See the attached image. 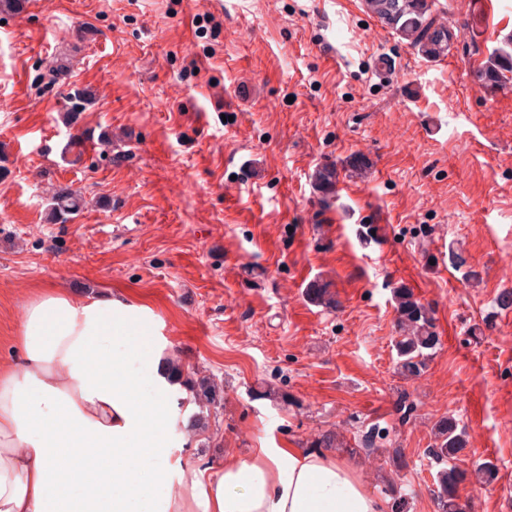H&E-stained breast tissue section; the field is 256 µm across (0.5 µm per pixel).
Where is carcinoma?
I'll list each match as a JSON object with an SVG mask.
<instances>
[{
    "label": "carcinoma",
    "instance_id": "carcinoma-1",
    "mask_svg": "<svg viewBox=\"0 0 512 512\" xmlns=\"http://www.w3.org/2000/svg\"><path fill=\"white\" fill-rule=\"evenodd\" d=\"M368 12L391 28L402 39L429 61L448 56L456 35L448 25L434 14V0H364ZM473 81L485 90L503 89L512 83V35L504 38L501 45L492 49L484 64L471 72ZM92 97L85 88H72L65 95V121L76 124ZM316 187L326 196L335 192L337 171L331 166H320L313 173ZM83 197L70 190L53 193L47 206L45 219L49 224H66L84 208ZM310 301L329 309L336 307V299L328 284L318 281L307 288ZM399 331L395 342L396 367L406 378L418 377L424 372L427 360L438 343L428 310L405 288L394 290ZM192 401L205 406L220 402L219 388L207 381L193 384ZM465 431L450 416L439 423L435 442L429 454L441 465L438 472L436 499L440 512H460L456 489L467 478L468 472L448 462L466 448Z\"/></svg>",
    "mask_w": 512,
    "mask_h": 512
}]
</instances>
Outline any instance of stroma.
Returning <instances> with one entry per match:
<instances>
[{
  "label": "stroma",
  "mask_w": 512,
  "mask_h": 512,
  "mask_svg": "<svg viewBox=\"0 0 512 512\" xmlns=\"http://www.w3.org/2000/svg\"><path fill=\"white\" fill-rule=\"evenodd\" d=\"M435 2L457 35L439 61L363 0L0 12V365L19 363L24 308L42 289L124 292L151 307L185 378L224 386L205 429L171 451L184 468L331 434L385 506L398 485L405 512H439L428 449L452 415L468 440L461 467L497 469L460 483L459 503L512 512V307L499 302L512 290V88L471 78L512 33V0ZM56 60L69 70L48 89ZM74 85L94 101L70 127ZM323 165L338 172L330 197L312 178ZM60 189L85 206L50 224ZM317 280L334 309L308 299ZM397 288L439 339L415 379L396 369Z\"/></svg>",
  "instance_id": "35a3bbf8"
}]
</instances>
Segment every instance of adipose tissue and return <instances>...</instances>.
<instances>
[{
  "label": "adipose tissue",
  "instance_id": "1",
  "mask_svg": "<svg viewBox=\"0 0 512 512\" xmlns=\"http://www.w3.org/2000/svg\"><path fill=\"white\" fill-rule=\"evenodd\" d=\"M154 324L150 307L109 292L50 288L27 303L21 362L0 366V512H384L353 466L306 448H255L156 495L195 426Z\"/></svg>",
  "mask_w": 512,
  "mask_h": 512
}]
</instances>
